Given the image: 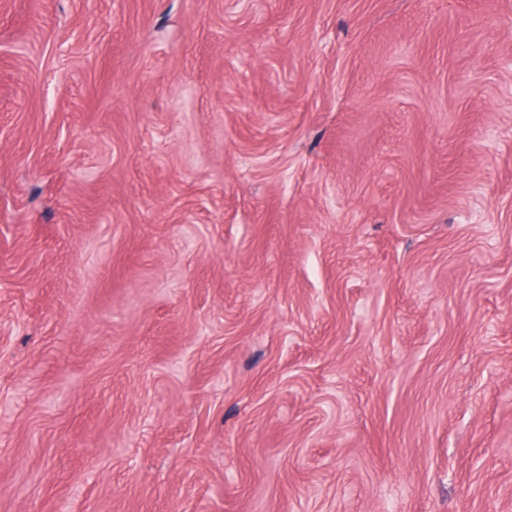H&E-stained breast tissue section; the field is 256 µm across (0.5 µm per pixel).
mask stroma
<instances>
[{"label": "stroma", "mask_w": 512, "mask_h": 512, "mask_svg": "<svg viewBox=\"0 0 512 512\" xmlns=\"http://www.w3.org/2000/svg\"><path fill=\"white\" fill-rule=\"evenodd\" d=\"M0 512H512V0H0Z\"/></svg>", "instance_id": "1"}]
</instances>
